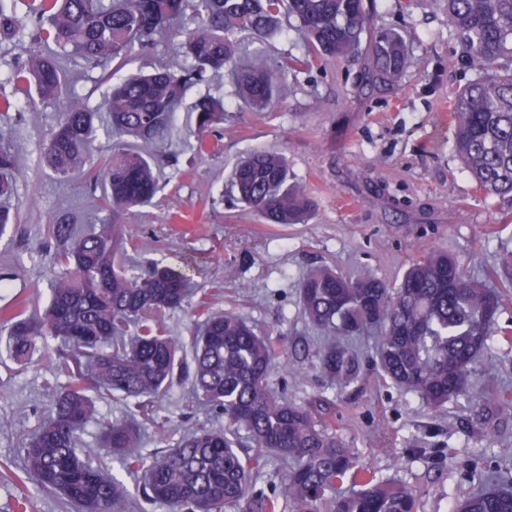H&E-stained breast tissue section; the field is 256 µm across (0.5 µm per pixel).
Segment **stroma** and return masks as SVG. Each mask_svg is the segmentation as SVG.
<instances>
[{"label": "stroma", "instance_id": "1", "mask_svg": "<svg viewBox=\"0 0 512 512\" xmlns=\"http://www.w3.org/2000/svg\"><path fill=\"white\" fill-rule=\"evenodd\" d=\"M405 2L378 0V27L401 31L409 46L394 87L359 94L367 65L361 57L289 70L287 97L262 112L234 109L235 90L224 82L191 88L188 98L208 92L230 104L229 130L218 150L202 154L194 137L176 141L158 160L161 191L129 216L148 257L189 262L201 288L223 285L214 308L249 317L269 337L277 352L269 383L299 403L324 389L316 337L296 306L308 270L330 266L393 285L433 248L451 250L474 275L494 265L500 250H512V200L478 192L449 143L450 102L477 71L450 32L446 0H417L410 8ZM15 57V50H0V96L13 99L22 114L14 140L25 177L11 199L21 220L0 240V272L13 274L0 305L16 295L41 307L50 269L48 224L64 212L73 224L94 223L97 200L81 179L59 180L45 166L41 147L61 108L7 82ZM255 149L287 157L291 182L316 201L307 223L266 224L223 198L234 164ZM358 347L363 372L336 396L338 434L371 473L416 489L422 512H448L470 490L457 473L469 456L467 410L451 403L435 412L402 395L375 366L373 339ZM4 348L0 342V512H18L21 501L27 512H70L21 474V430L38 425L66 379L48 351H37L21 369ZM294 350L305 370L298 380L288 364Z\"/></svg>", "mask_w": 512, "mask_h": 512}]
</instances>
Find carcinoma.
<instances>
[{
	"mask_svg": "<svg viewBox=\"0 0 512 512\" xmlns=\"http://www.w3.org/2000/svg\"><path fill=\"white\" fill-rule=\"evenodd\" d=\"M447 2L451 31L479 72L451 100L453 149L477 190L511 196L512 0ZM377 14V0H40L26 11L25 25L0 7V43L15 39L23 47L9 81L33 87L44 103L62 104L44 147L46 165L100 191L104 212L87 233L64 215L48 225L52 274L43 310L30 312L20 302L0 308L9 358L25 367L51 339V364L67 379L21 448L24 473L42 492L75 512H135L154 502L170 512H420L410 486L364 471L336 433L334 400L320 393L298 404L269 387L275 349L248 319L195 310L188 355L167 320L189 307L192 278L151 258L124 263L138 240L125 216L160 191L145 149L180 138L176 110L190 88L227 77L237 98L257 110L285 97V69L268 59L264 45L287 17L307 46L306 57L291 59L294 66L308 65L311 56L354 59L366 48L367 81L390 86L406 67L407 49L399 33L376 26ZM178 23L181 40L169 62L112 82L131 57ZM81 66L101 70L99 81L112 83L99 109L62 98L70 68ZM4 106L0 198L14 193L21 173L11 104ZM227 111L224 99L210 94L192 103L198 152ZM101 131L112 141L103 161L94 154ZM231 192L268 224H298L316 207L306 190L288 183L287 159L277 152L257 151L237 163ZM490 275L512 288V251ZM298 296L300 315L322 338L316 367L327 388L346 387L361 374L360 356L342 339L377 331L376 363L393 385L435 411L462 400L475 420L462 479L477 488L457 500L454 512H512V468L488 463L482 445L495 423L512 418V400L474 383L495 337L512 342V328L498 324L501 291L471 277L455 254L433 251L393 288L323 266L306 273ZM182 384L192 406L224 416V426L201 423L176 440L163 431L161 450L148 458L139 449L141 427H164L160 402ZM95 395L133 404L125 417L103 422L101 448L140 478L134 493L84 458ZM273 460L285 477L268 492L258 481Z\"/></svg>",
	"mask_w": 512,
	"mask_h": 512,
	"instance_id": "carcinoma-1",
	"label": "carcinoma"
}]
</instances>
